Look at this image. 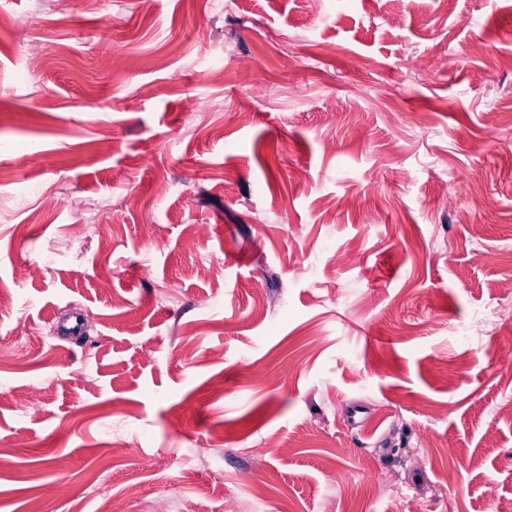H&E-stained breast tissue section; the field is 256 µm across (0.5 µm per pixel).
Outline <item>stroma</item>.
<instances>
[{
  "label": "stroma",
  "instance_id": "35a3bbf8",
  "mask_svg": "<svg viewBox=\"0 0 512 512\" xmlns=\"http://www.w3.org/2000/svg\"><path fill=\"white\" fill-rule=\"evenodd\" d=\"M506 281L512 0H0V512H496Z\"/></svg>",
  "mask_w": 512,
  "mask_h": 512
}]
</instances>
